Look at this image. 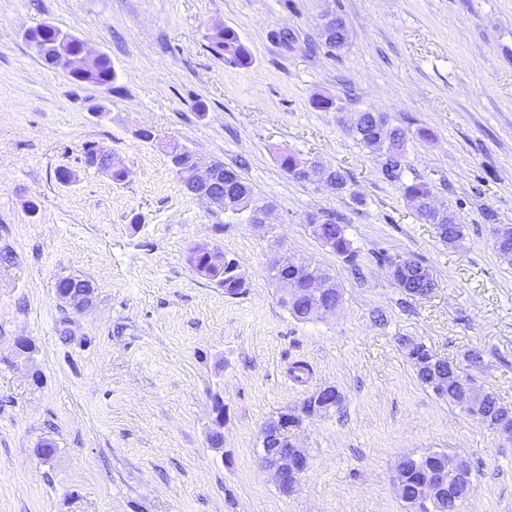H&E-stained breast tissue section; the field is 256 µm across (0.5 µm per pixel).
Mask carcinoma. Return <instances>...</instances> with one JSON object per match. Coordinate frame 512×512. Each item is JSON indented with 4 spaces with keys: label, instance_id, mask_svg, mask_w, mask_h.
<instances>
[{
    "label": "carcinoma",
    "instance_id": "cac0c4a2",
    "mask_svg": "<svg viewBox=\"0 0 512 512\" xmlns=\"http://www.w3.org/2000/svg\"><path fill=\"white\" fill-rule=\"evenodd\" d=\"M321 45L328 52L335 53L348 43V31L343 19L335 12L323 15ZM27 40L36 55L48 66L61 69L69 74L75 82L94 83L108 89L112 88L115 72L112 61L106 54H98L87 59L79 70L67 68L69 58L80 53L83 43L77 37L64 34L60 29L51 25H42L27 33ZM211 49L224 60V63L236 67H246L252 63V55L239 34L231 27L224 26L213 30L208 36ZM387 121L377 112L364 110L358 113L351 127V131L360 145L374 156L381 178L390 183L401 185L403 196L415 212V215L427 224L433 225L439 239L451 246L457 247L465 238L467 225L460 214L451 207L436 208L428 204L432 199L431 186L420 180L404 181L408 169L407 151L410 137L402 128L386 130ZM109 150L96 144L84 148V163L97 172H104L115 183L125 179V171L117 164H109ZM170 162L175 171L190 169L195 163L194 153L183 145L174 143L168 152ZM280 165L289 177L296 181H308L310 170L317 164L303 160L294 154L280 156ZM209 176L224 181L227 187L221 197L212 202L214 207L224 213L240 215L248 213L247 221L250 224L258 223L256 213L259 210L269 209V205L261 202L256 196L251 184L245 181L236 170L227 168L220 161L212 162ZM485 220L494 225L493 247L498 257L505 263L512 265V226L507 224L496 225V215L492 211L485 213ZM306 224L311 236L328 247L331 252L341 257L351 268H359V251L356 250L350 239L346 236L345 225L336 221L334 215L310 214ZM215 250L204 243L192 246L187 254L190 267L201 277L212 280L224 287L227 294L235 295L244 287L245 278L240 273L237 261L226 255L222 261L213 264L209 261ZM379 262L389 263L392 269L393 284L411 298H416L422 289L428 287L432 275L429 269L414 258H390L382 252L375 254ZM267 273L269 278L279 284L288 280L298 288H314L320 291L317 298L304 297L289 302L281 299V303L288 308L293 317L299 321H311L320 317V307L330 302L341 300V289L335 278L325 269L314 262L304 265L292 261L284 264L268 262ZM410 359L419 381L430 388L436 395L452 403L462 406L464 412L481 424H486L490 415L508 418L512 421V408L503 405L491 393H481L474 402L464 405L467 392L472 388V380L450 368L451 362L436 357L423 344L415 343L409 350ZM318 415V410L307 404L299 409L279 415V422L271 423L267 430L269 440L266 447L274 453H292L293 448L285 446L283 437V423L289 428H299L303 422ZM451 457L441 453L436 457H427L415 460L411 457L405 459L400 465V474L403 476L402 488L399 495L415 512H457L463 497L455 499L446 496L438 499L431 505H417L412 502L418 484L429 478L434 470L448 464Z\"/></svg>",
    "mask_w": 512,
    "mask_h": 512
}]
</instances>
